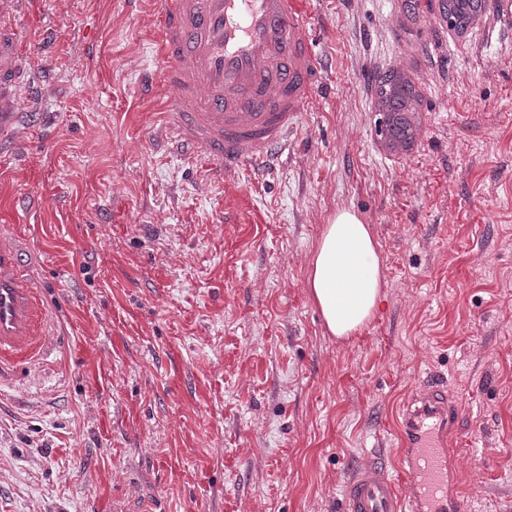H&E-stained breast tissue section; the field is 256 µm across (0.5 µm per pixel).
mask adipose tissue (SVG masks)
I'll use <instances>...</instances> for the list:
<instances>
[{"mask_svg":"<svg viewBox=\"0 0 512 512\" xmlns=\"http://www.w3.org/2000/svg\"><path fill=\"white\" fill-rule=\"evenodd\" d=\"M305 286L332 336L344 339L360 332L373 318L385 286L372 225L354 211L338 210L322 227Z\"/></svg>","mask_w":512,"mask_h":512,"instance_id":"1","label":"adipose tissue"}]
</instances>
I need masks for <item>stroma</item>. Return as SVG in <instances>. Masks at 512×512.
Masks as SVG:
<instances>
[{
  "mask_svg": "<svg viewBox=\"0 0 512 512\" xmlns=\"http://www.w3.org/2000/svg\"><path fill=\"white\" fill-rule=\"evenodd\" d=\"M19 24L44 94L0 142V242L48 353L0 376V512H341L425 384L462 404L470 512H512V13L460 34L438 0H315L322 76L252 186L259 224L223 223L205 160L161 136L141 90L159 0H28ZM390 70L421 99L407 152L375 133ZM340 209L372 224L386 281L345 339L305 287Z\"/></svg>",
  "mask_w": 512,
  "mask_h": 512,
  "instance_id": "35a3bbf8",
  "label": "stroma"
}]
</instances>
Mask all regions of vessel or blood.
<instances>
[{"label": "vessel or blood", "instance_id": "obj_1", "mask_svg": "<svg viewBox=\"0 0 512 512\" xmlns=\"http://www.w3.org/2000/svg\"><path fill=\"white\" fill-rule=\"evenodd\" d=\"M314 0H161V66L146 94L163 92L167 138L207 161L208 180L247 200L239 168L260 173L287 153L314 96L322 61L312 43ZM15 0L0 5V131L14 121L26 82ZM0 243V370L46 355L35 291ZM460 407L437 386L421 388L402 413L401 468L372 456L345 483L344 512H465L459 487Z\"/></svg>", "mask_w": 512, "mask_h": 512}]
</instances>
